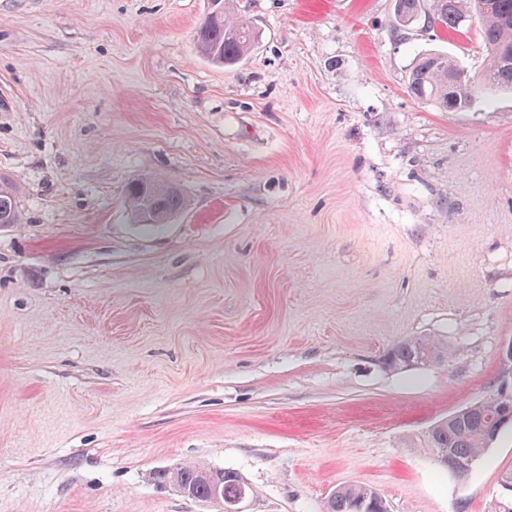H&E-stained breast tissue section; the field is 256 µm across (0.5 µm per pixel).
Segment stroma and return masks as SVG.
Wrapping results in <instances>:
<instances>
[{
    "mask_svg": "<svg viewBox=\"0 0 512 512\" xmlns=\"http://www.w3.org/2000/svg\"><path fill=\"white\" fill-rule=\"evenodd\" d=\"M394 5L229 0L222 66L210 0H0V512H220L157 485L185 463L241 512H492L512 428L463 481L428 433L512 383V94L413 98L421 54L481 73L480 29ZM153 175L189 205L145 227ZM407 336L447 362L388 370ZM215 12L224 9L222 0H211ZM195 42L198 50L209 60L218 64L238 62L252 47L254 36L248 25L235 20L222 11L208 14L196 30ZM223 59V61L221 60ZM423 0H395V28L402 30L417 22L424 12ZM21 223L20 212L13 188L0 176V224ZM156 479L158 483L163 485L178 484L174 485V489L187 495V492L182 488L184 487L192 494L191 497L197 500L209 499L207 502L222 503L225 512H228L226 508L231 507V503H234L235 506L245 498V495L249 494V488L237 473L231 470L222 471L195 464H184L175 469L160 470L156 474ZM217 485L220 491L224 490V494H221L217 489L215 498L210 499ZM240 493L243 494L240 495ZM220 495L223 496L224 502ZM326 512H388L378 492L367 486H344L330 496Z\"/></svg>",
    "mask_w": 512,
    "mask_h": 512,
    "instance_id": "stroma-1",
    "label": "stroma"
}]
</instances>
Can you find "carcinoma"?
I'll return each mask as SVG.
<instances>
[{"label": "carcinoma", "mask_w": 512, "mask_h": 512, "mask_svg": "<svg viewBox=\"0 0 512 512\" xmlns=\"http://www.w3.org/2000/svg\"><path fill=\"white\" fill-rule=\"evenodd\" d=\"M424 12L423 0H395V28H406L417 22ZM429 14L434 24L454 30L463 15L477 17L487 52V66L475 83L463 90L448 93V77L459 71L456 61L444 52H430L419 56L408 77V91L422 101H431L445 112H458L469 108L478 91L489 89L512 93V63H503L501 52L512 49V0H433ZM198 50L214 63L224 65L239 61L252 47L254 36L248 25L222 11L208 14L196 30ZM151 191L144 193L137 182L126 187L129 212L144 209L160 215H176L187 206L182 191H172L165 181L152 177ZM21 223L20 212L13 188L0 176V224ZM427 359L438 365L447 361L448 348L430 336H412L396 342L385 358L391 369H404ZM456 418L436 423L429 442L433 453L444 450L448 456L464 462L451 471L462 480L473 470L486 450L496 442L490 430V419L512 417V403L500 409L491 408L489 399L477 400L463 408ZM156 479L163 485L178 484L197 500H208L214 489L224 492V507L231 506L240 494H249V488L231 470H216L195 464L180 465L175 469L160 470ZM505 498L495 504L494 512H512V468L505 470L500 479ZM326 512H388L386 502L378 492L367 486H344L330 496Z\"/></svg>", "instance_id": "cac0c4a2"}]
</instances>
